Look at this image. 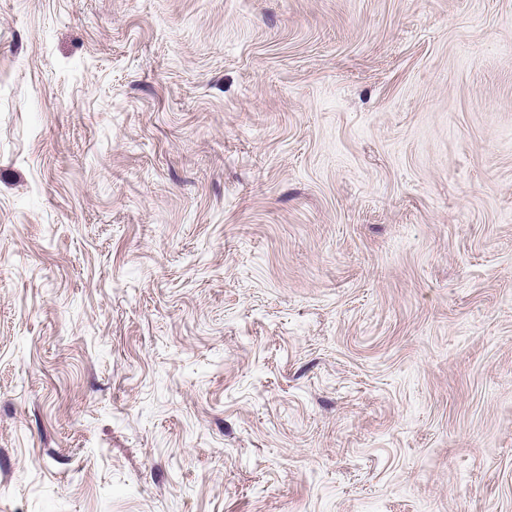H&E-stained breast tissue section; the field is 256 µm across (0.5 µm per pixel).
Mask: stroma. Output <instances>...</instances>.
<instances>
[{"instance_id":"obj_1","label":"stroma","mask_w":512,"mask_h":512,"mask_svg":"<svg viewBox=\"0 0 512 512\" xmlns=\"http://www.w3.org/2000/svg\"><path fill=\"white\" fill-rule=\"evenodd\" d=\"M0 512H512V0H0Z\"/></svg>"}]
</instances>
